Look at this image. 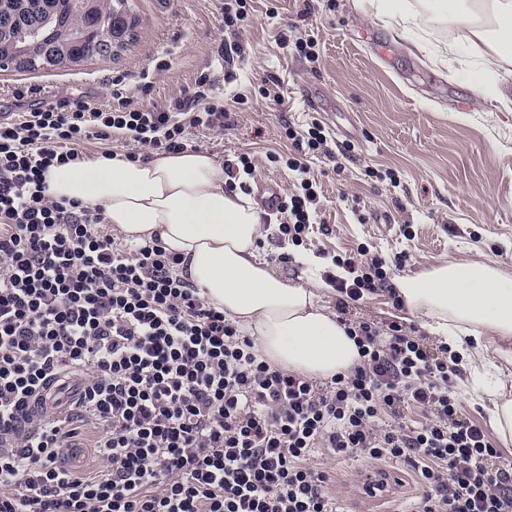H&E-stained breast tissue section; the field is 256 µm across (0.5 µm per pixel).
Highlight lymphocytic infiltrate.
I'll return each mask as SVG.
<instances>
[{"label":"lymphocytic infiltrate","mask_w":512,"mask_h":512,"mask_svg":"<svg viewBox=\"0 0 512 512\" xmlns=\"http://www.w3.org/2000/svg\"><path fill=\"white\" fill-rule=\"evenodd\" d=\"M223 125L201 91L136 107L123 88L0 123V512H340L308 463L319 449L411 463L416 512H512V471L461 415L451 348L359 322L361 364L325 385L271 367L160 239L118 245L100 206L48 193L50 167L89 140L175 153L188 129ZM288 138L293 153L268 160L299 180L274 211L299 243L318 198L308 158L327 138L316 122ZM403 261L339 257L330 284L357 301ZM89 424L99 470L83 476L64 453Z\"/></svg>","instance_id":"f902f5d3"}]
</instances>
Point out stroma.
Instances as JSON below:
<instances>
[{
  "instance_id": "35a3bbf8",
  "label": "stroma",
  "mask_w": 512,
  "mask_h": 512,
  "mask_svg": "<svg viewBox=\"0 0 512 512\" xmlns=\"http://www.w3.org/2000/svg\"><path fill=\"white\" fill-rule=\"evenodd\" d=\"M133 4L138 37L118 56L76 67L0 69V120L62 99L106 104L119 78L135 102H165L206 76V93L223 100L229 117L223 129L190 130L188 147L220 161L249 154L251 187L273 180L289 191L291 171L269 163L267 154L292 150L287 127H324L329 152L310 161L319 198L303 250L329 260L360 247L382 257L402 253L406 275L443 259L490 260L512 274V110L475 89L466 48L449 54L447 66L432 65L437 51L453 43L454 24L434 21L402 37L375 17L371 0H251L245 51L236 54L224 50L223 0ZM284 35L316 39L318 61L283 48ZM381 41L391 45L389 57L379 55ZM145 72L152 86L143 95L136 87ZM249 89L253 98L237 109L236 95ZM320 297L344 318L383 331L397 323L428 348L441 344L394 306L388 291L346 303L329 286ZM478 383L461 367L462 412L488 428L490 404ZM312 462L329 471L328 492L343 512H406L420 492L403 462L324 453ZM393 470L398 482L377 498L363 497L365 477Z\"/></svg>"
}]
</instances>
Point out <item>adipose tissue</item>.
<instances>
[{
    "label": "adipose tissue",
    "mask_w": 512,
    "mask_h": 512,
    "mask_svg": "<svg viewBox=\"0 0 512 512\" xmlns=\"http://www.w3.org/2000/svg\"><path fill=\"white\" fill-rule=\"evenodd\" d=\"M437 15L454 23L457 44L477 64L475 78L512 62V0H438ZM48 192L103 208L107 223L141 243L159 238L178 254L179 270L200 294L249 336L270 365L306 378L328 379L360 362L358 347L318 290L323 258L297 254L309 278H283L258 254L263 236L250 197L226 188L224 165L204 151L153 153L145 161L124 152L87 155L49 169ZM406 313L461 350L464 339L501 341L512 359V274L484 261L441 260L396 277ZM484 394L502 443L512 442V385L487 374Z\"/></svg>",
    "instance_id": "adipose-tissue-1"
}]
</instances>
